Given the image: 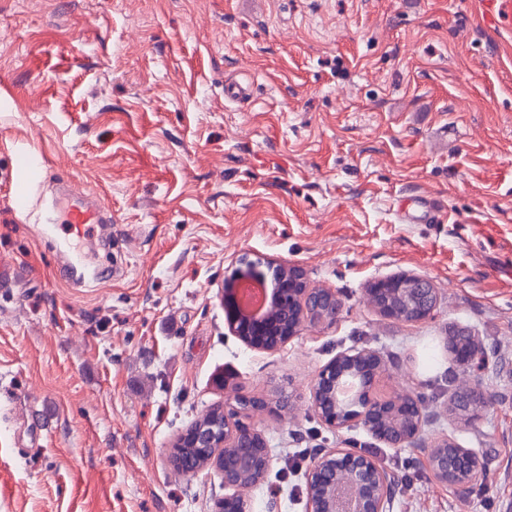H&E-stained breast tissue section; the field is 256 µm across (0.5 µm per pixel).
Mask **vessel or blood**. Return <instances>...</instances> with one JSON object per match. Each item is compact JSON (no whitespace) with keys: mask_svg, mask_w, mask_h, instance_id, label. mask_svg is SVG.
Listing matches in <instances>:
<instances>
[{"mask_svg":"<svg viewBox=\"0 0 512 512\" xmlns=\"http://www.w3.org/2000/svg\"><path fill=\"white\" fill-rule=\"evenodd\" d=\"M479 6L494 30L512 31V0H479ZM12 156L10 204L18 221L65 224L70 235L78 237L97 233L111 223L112 212L100 197L86 193L74 180L59 182L52 193H45L43 156L19 148L13 149Z\"/></svg>","mask_w":512,"mask_h":512,"instance_id":"b4317fda","label":"vessel or blood"}]
</instances>
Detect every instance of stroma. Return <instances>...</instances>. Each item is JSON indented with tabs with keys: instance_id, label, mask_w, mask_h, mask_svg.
<instances>
[{
	"instance_id": "stroma-1",
	"label": "stroma",
	"mask_w": 512,
	"mask_h": 512,
	"mask_svg": "<svg viewBox=\"0 0 512 512\" xmlns=\"http://www.w3.org/2000/svg\"><path fill=\"white\" fill-rule=\"evenodd\" d=\"M476 0H0V139L43 154L112 208L84 276L16 220L0 155V512H213L216 471L177 474L171 440L230 392L283 391L254 415L271 465L254 512H306L328 448L376 456L391 512H506L512 502V33ZM250 85L241 101L224 83ZM428 195L436 217L403 215ZM302 268L343 303L279 349L248 348L220 291L240 258ZM439 294L422 323L370 306L376 279ZM464 328L491 349L476 426L445 410ZM374 349L389 394L423 400L415 446L334 431L308 408L319 369ZM456 432L487 461L459 493L426 463Z\"/></svg>"
}]
</instances>
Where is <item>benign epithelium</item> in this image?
Masks as SVG:
<instances>
[{
	"mask_svg": "<svg viewBox=\"0 0 512 512\" xmlns=\"http://www.w3.org/2000/svg\"><path fill=\"white\" fill-rule=\"evenodd\" d=\"M246 269L235 270L222 287L224 309L229 330L247 346L273 351L298 334L306 318L332 325L339 319L342 302L330 288H311L301 269L292 264L272 266L268 304L284 306L288 317L282 321L265 314L249 317L241 312L237 283L244 279L266 280L254 270V263L244 262ZM370 305L384 318L404 322H422L434 316L439 304L436 288L425 277L397 274L373 281L367 288ZM459 340L448 353L467 370L476 371L484 363L479 337L456 334ZM385 372L381 355L372 349L344 351L317 373L311 387V409L323 425L332 430L354 426L364 428L372 438L391 447L415 443L425 425L422 403L409 394L378 397L374 387ZM490 395L477 380L456 388L448 401V413L468 415L476 422L489 407ZM290 408L284 394L270 402L264 396L239 395L219 407L224 414L220 436L192 424L176 438L171 460L185 447L212 448L210 466L224 479L229 494L216 504V512H251L249 501L240 494L242 479L260 473L265 478L270 458L268 451L255 456L251 448L266 446L263 437L246 422L252 412L275 413ZM427 465L441 484L464 492L485 470L483 454L467 448L455 437L444 435L427 446ZM307 512H389L394 479L374 457L350 448L322 451L306 473Z\"/></svg>",
	"mask_w": 512,
	"mask_h": 512,
	"instance_id": "benign-epithelium-1",
	"label": "benign epithelium"
}]
</instances>
